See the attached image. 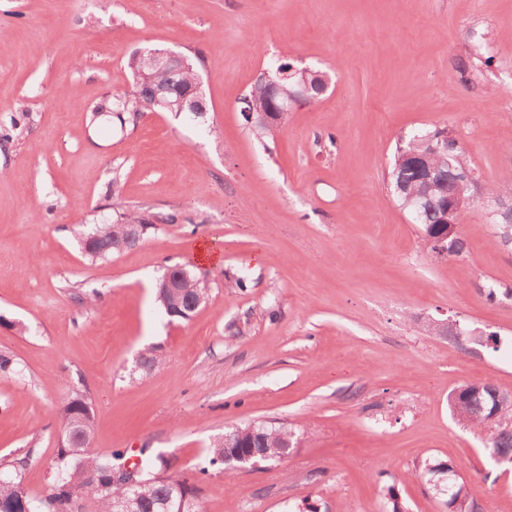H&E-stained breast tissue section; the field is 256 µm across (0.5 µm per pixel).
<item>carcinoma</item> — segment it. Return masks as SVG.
<instances>
[{
	"instance_id": "cac0c4a2",
	"label": "carcinoma",
	"mask_w": 512,
	"mask_h": 512,
	"mask_svg": "<svg viewBox=\"0 0 512 512\" xmlns=\"http://www.w3.org/2000/svg\"><path fill=\"white\" fill-rule=\"evenodd\" d=\"M132 78L145 77L149 85L132 84L131 89L113 96L107 109L112 116L125 125L136 122L140 115L152 109L178 114L187 111L178 95L170 94L166 98L167 106L152 105L151 92L158 88L185 89L199 80V58L188 59L187 64L174 63L165 70L153 67L148 54H132L127 61ZM306 85L309 88L308 99L316 102V96L323 91V80L319 72L295 73L290 62L284 60L267 70V76H259L249 92L244 96L241 107L251 112L272 111L274 105L285 99V95L294 86ZM102 106L98 110L106 109ZM430 140L438 150L433 154L431 164L436 171V179L429 186L415 180L410 167L390 171V181L395 184L403 181L406 193L421 199V224L423 226V244L432 252L438 251L436 242L444 232L440 224V212L433 199L448 190V180L456 179L458 171L467 167L462 151L454 148L455 141L448 138L444 129L430 132H418L411 135L400 148L398 155L421 151L424 141ZM181 219L177 211L166 213L149 210L125 209L117 211L112 218L92 226L82 240V249L94 261L107 260L114 255L112 243L124 242L129 250L139 241L126 234V225L144 224L154 229L159 224H176ZM165 273L178 281L179 287L156 288V303L164 311L185 308L196 299L209 300L210 282L199 277L191 268L179 264L170 265ZM475 384L466 382L448 394V409L457 422L472 426H490L494 428L484 448L488 459L495 456L512 458V395H504L493 402L488 396L478 398L473 395ZM59 415L64 425L72 427L70 439L58 444L54 464V477L49 491L37 498L27 494L22 485V470L38 459V449L25 448L10 461L0 463V505L5 509H25L27 512H82V499L88 498L97 504V512H113L112 502L124 490L113 483L116 474L123 469L121 454H102L86 445L93 436L95 410L88 396L80 389H74L62 398ZM293 430L287 426H268L257 435L251 425L235 427L216 438L206 465L200 468L203 473L211 468L220 467L224 450L229 441L236 445H255L267 453L268 463L278 462L288 451V436ZM139 469V485L133 494L136 503L134 512H201L198 499V487L181 475L166 474L168 464L161 456H155L148 449L139 450V460L132 463ZM423 474L428 478L448 475L453 501L466 506V512H481V508L471 494L468 482L457 473L453 463L428 461L424 464Z\"/></svg>"
}]
</instances>
